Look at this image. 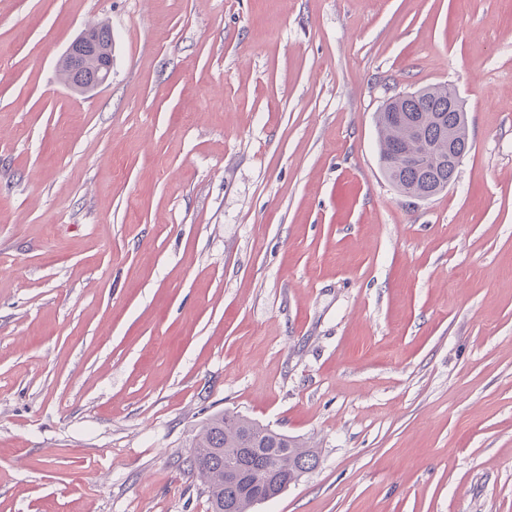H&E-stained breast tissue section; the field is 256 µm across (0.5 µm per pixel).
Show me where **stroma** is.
Wrapping results in <instances>:
<instances>
[{"mask_svg":"<svg viewBox=\"0 0 512 512\" xmlns=\"http://www.w3.org/2000/svg\"><path fill=\"white\" fill-rule=\"evenodd\" d=\"M437 83L418 200L376 116ZM220 411L319 455L253 512H512V0H0V512H210ZM97 31L86 29L70 44L58 63V65L68 64L71 68L79 69L89 58L95 59L97 77L94 89L108 82L112 77V49L100 47ZM454 88L448 84H433L413 92L398 93L390 97L377 114L379 128V155L380 160L388 159L391 151L403 143L411 128V122H416L422 129L425 140L432 145L425 165L419 169H388L387 176L400 193L416 199L429 198L430 194L419 197L425 190L435 189L439 182L448 180L443 188H447L455 179L458 168L463 162L467 149L459 150L453 143V136L446 139L445 130L434 125L433 117L446 114L448 118V132H452L460 142L467 140V117L463 104L456 110L458 101ZM448 97H451L448 99ZM395 114L400 115L398 122ZM417 153L405 150L395 152L388 160L383 162V172L386 168L402 167L418 162ZM438 186L437 188H439ZM436 188V189H437Z\"/></svg>","mask_w":512,"mask_h":512,"instance_id":"35a3bbf8","label":"stroma"}]
</instances>
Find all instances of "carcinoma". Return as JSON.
<instances>
[{"instance_id":"obj_1","label":"carcinoma","mask_w":512,"mask_h":512,"mask_svg":"<svg viewBox=\"0 0 512 512\" xmlns=\"http://www.w3.org/2000/svg\"><path fill=\"white\" fill-rule=\"evenodd\" d=\"M455 90L447 84H433L413 92L390 97L377 114L379 155L384 160L403 143L411 123L419 124L425 140L432 145L425 165L419 169L387 170V176L400 193L417 197L435 189L448 179V139L445 131L434 125L433 117L448 118V131L459 141L468 139L464 109L448 112V98ZM258 442V452L236 459L244 469L272 468L283 474H300L317 467V452L285 434L278 433L237 413L220 412L209 417L192 443V464L198 470L210 499L212 512H224L231 499H239V488L224 479L228 455L234 448H246Z\"/></svg>"}]
</instances>
